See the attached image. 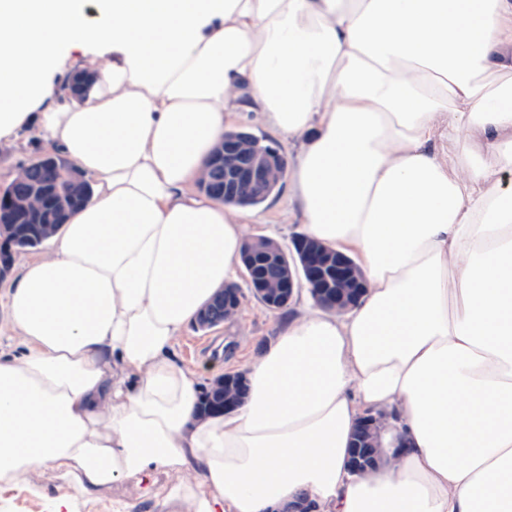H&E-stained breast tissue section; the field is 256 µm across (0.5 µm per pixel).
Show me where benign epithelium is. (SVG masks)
I'll return each mask as SVG.
<instances>
[{"mask_svg":"<svg viewBox=\"0 0 512 512\" xmlns=\"http://www.w3.org/2000/svg\"><path fill=\"white\" fill-rule=\"evenodd\" d=\"M252 137L242 132L225 136L213 167L212 186L221 189V200L235 202L247 194L268 189L274 176L285 167L284 158L274 150L258 151L251 147ZM304 254L303 272H293L284 262L283 248L260 238L248 244L242 256L253 294L271 310L290 304L303 285L315 303L323 309L344 312L355 306L366 291V282L352 257L314 239L296 241ZM241 306L236 288L218 291L202 311L205 323L219 325L225 316ZM208 389L220 396L207 398L200 415L231 411L244 401L247 380L240 372L226 373L213 380ZM388 429L384 415L363 416L349 448L348 470L365 475L387 464L390 457L384 443ZM280 512H320L319 505L300 496Z\"/></svg>","mask_w":512,"mask_h":512,"instance_id":"7a95c632","label":"benign epithelium"}]
</instances>
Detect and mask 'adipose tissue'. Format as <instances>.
<instances>
[{
  "mask_svg": "<svg viewBox=\"0 0 512 512\" xmlns=\"http://www.w3.org/2000/svg\"><path fill=\"white\" fill-rule=\"evenodd\" d=\"M0 0V142L31 120L92 193L0 297V484L36 469L80 512L133 478L158 512H512V0ZM112 65L71 97L86 41ZM292 148L297 235L367 292L304 296L200 416L174 345L236 285L247 222L195 190L240 113ZM382 411L399 458L347 467Z\"/></svg>",
  "mask_w": 512,
  "mask_h": 512,
  "instance_id": "1",
  "label": "adipose tissue"
}]
</instances>
